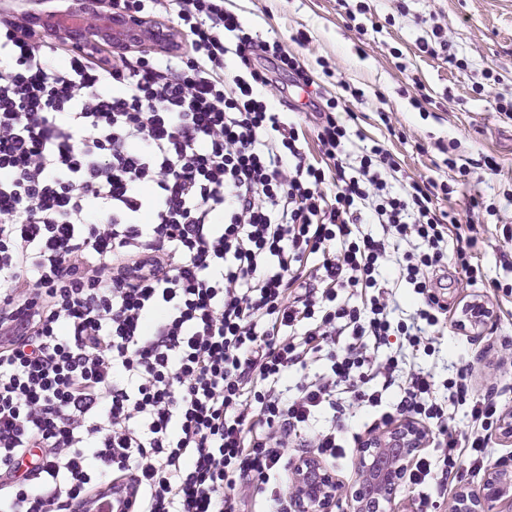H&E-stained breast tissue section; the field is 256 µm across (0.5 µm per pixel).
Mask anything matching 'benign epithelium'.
<instances>
[{"mask_svg": "<svg viewBox=\"0 0 512 512\" xmlns=\"http://www.w3.org/2000/svg\"><path fill=\"white\" fill-rule=\"evenodd\" d=\"M491 312L489 302L476 303L469 312L473 333L480 332ZM427 437L420 425L407 421L367 437L357 450L356 477L349 482L316 456L304 453L290 472L289 512H332L342 495L348 512H391ZM502 503L512 512V472L494 467L478 489L459 488L448 512H497Z\"/></svg>", "mask_w": 512, "mask_h": 512, "instance_id": "7a95c632", "label": "benign epithelium"}]
</instances>
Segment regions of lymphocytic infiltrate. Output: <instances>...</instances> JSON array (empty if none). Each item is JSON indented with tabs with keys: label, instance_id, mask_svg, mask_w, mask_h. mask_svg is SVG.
I'll list each match as a JSON object with an SVG mask.
<instances>
[{
	"label": "lymphocytic infiltrate",
	"instance_id": "lymphocytic-infiltrate-1",
	"mask_svg": "<svg viewBox=\"0 0 512 512\" xmlns=\"http://www.w3.org/2000/svg\"><path fill=\"white\" fill-rule=\"evenodd\" d=\"M109 2L162 19L190 53L64 48L0 20V326L29 321L0 347V512H65L117 482L135 485L132 512H288L290 444L346 456L353 404L373 431L438 429V454L407 475L423 504L488 463L511 469L487 451L496 394L379 354L393 336L432 351L447 307L429 271L478 279L474 227L436 207L451 187L393 189L377 142L351 166L335 99L311 160L264 77L224 66L231 50L296 59L224 0ZM397 253L420 301L408 323L383 275ZM452 401L468 408L462 437Z\"/></svg>",
	"mask_w": 512,
	"mask_h": 512
}]
</instances>
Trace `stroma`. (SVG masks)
Instances as JSON below:
<instances>
[{
	"mask_svg": "<svg viewBox=\"0 0 512 512\" xmlns=\"http://www.w3.org/2000/svg\"><path fill=\"white\" fill-rule=\"evenodd\" d=\"M224 6L262 40L286 45L302 65L298 75L258 51L245 63L229 57L227 70L247 64L264 76L271 103L296 114L309 156L318 154L312 107H325L341 84L359 89L360 98H344L337 114L356 135L351 154L379 140L400 164L398 180L429 177L455 186L438 208L475 226L483 282L512 284V242L501 231L512 223V118L493 110L497 97H512V0H224ZM443 38L460 66L440 51ZM384 114L390 124L381 122ZM449 145L458 167L470 166L468 176L446 165ZM487 156L499 174L483 168ZM473 195L483 197L484 208H470ZM441 286L446 322L434 334L435 352L417 353L414 365L440 383L471 364L473 389L496 388L504 412H511L512 296L492 298L495 315L474 341L456 327L460 302L472 292L467 279L452 268Z\"/></svg>",
	"mask_w": 512,
	"mask_h": 512,
	"instance_id": "35a3bbf8",
	"label": "stroma"
}]
</instances>
